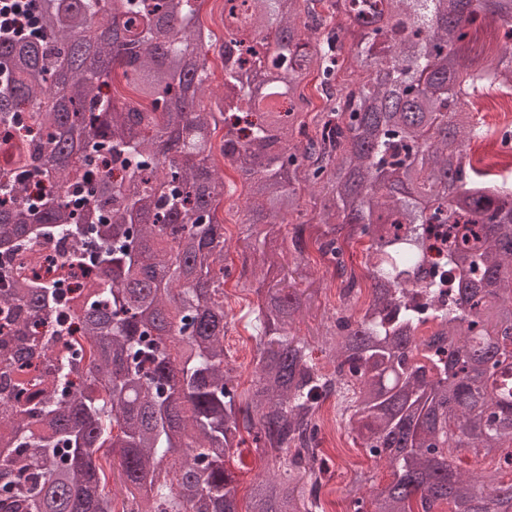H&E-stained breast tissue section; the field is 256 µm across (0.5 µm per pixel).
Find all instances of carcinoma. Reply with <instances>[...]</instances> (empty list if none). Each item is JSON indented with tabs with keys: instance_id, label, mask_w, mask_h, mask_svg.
I'll return each mask as SVG.
<instances>
[{
	"instance_id": "obj_1",
	"label": "carcinoma",
	"mask_w": 512,
	"mask_h": 512,
	"mask_svg": "<svg viewBox=\"0 0 512 512\" xmlns=\"http://www.w3.org/2000/svg\"><path fill=\"white\" fill-rule=\"evenodd\" d=\"M200 3L36 0L35 30L0 42V126L25 114L41 130L0 171V253L71 237L56 259L68 277L80 246L96 256L72 296L0 276V512H239L226 462L245 433L277 466L248 512H325L333 396L390 471L374 512H512V482L457 464L512 470V189L480 187L496 163L468 152L486 123L465 109L487 86L512 89V0H253L244 16L228 6L220 40ZM83 47L103 69L82 67ZM212 51L233 63L205 106ZM219 156L247 188L238 280L259 283L244 395L224 349ZM33 178L50 186L35 200ZM300 184L325 229L285 236ZM355 236L369 242L368 301L326 328L325 371L292 334L318 289L287 284L284 254L302 262L315 245L347 303L362 294L343 257ZM367 480L351 481L353 512Z\"/></svg>"
}]
</instances>
